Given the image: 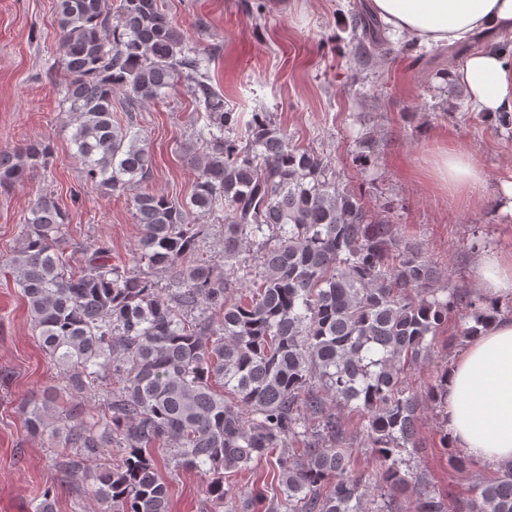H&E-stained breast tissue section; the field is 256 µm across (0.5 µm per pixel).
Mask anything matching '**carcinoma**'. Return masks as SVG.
I'll return each mask as SVG.
<instances>
[{"instance_id": "1", "label": "carcinoma", "mask_w": 512, "mask_h": 512, "mask_svg": "<svg viewBox=\"0 0 512 512\" xmlns=\"http://www.w3.org/2000/svg\"><path fill=\"white\" fill-rule=\"evenodd\" d=\"M64 98L76 153L89 182L114 192L153 172L147 143L112 120V96L126 112L186 82L204 121L206 153L190 199L141 192L135 266L111 263L108 243L83 250L79 268L66 256L67 214L39 199L24 224L9 270L31 324L60 369L72 401L57 410L46 396L24 409L33 434L60 439L55 466L89 484L103 512H171L168 484L152 447L163 444L173 471L208 475L207 498L236 495L230 474L269 460L292 439L300 452L277 459V485L248 496L265 512H512V465L494 481L472 474L475 497L450 503L424 472L410 475L406 448L419 447L421 400L408 371L456 309L468 311V338L501 315L498 302L468 293L440 294L439 272L396 225L329 174L314 153L290 144L265 112L247 122L224 106L208 59L187 48L160 0H58ZM351 37L375 43L374 23L351 14ZM38 141L0 151V187L27 169L46 167ZM224 211V269L200 256L198 213ZM253 244L259 266L237 267ZM173 270L168 299L137 270ZM245 281L250 299L233 298ZM198 315H192V312ZM111 377L114 385L104 386ZM106 399L88 418L84 398ZM360 416L373 471L357 475L344 417ZM448 466L470 461L443 434ZM101 460L95 471L85 462Z\"/></svg>"}]
</instances>
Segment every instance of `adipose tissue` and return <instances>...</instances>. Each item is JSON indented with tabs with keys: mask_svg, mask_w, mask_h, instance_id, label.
Segmentation results:
<instances>
[{
	"mask_svg": "<svg viewBox=\"0 0 512 512\" xmlns=\"http://www.w3.org/2000/svg\"><path fill=\"white\" fill-rule=\"evenodd\" d=\"M371 12L398 34L426 46H464L460 84L472 111L512 115V0H370ZM435 176L465 194L481 182L470 156L441 155ZM489 298L512 295V252L492 251L477 263ZM443 419L454 447L497 466L512 464V316L482 329L448 370Z\"/></svg>",
	"mask_w": 512,
	"mask_h": 512,
	"instance_id": "obj_1",
	"label": "adipose tissue"
}]
</instances>
